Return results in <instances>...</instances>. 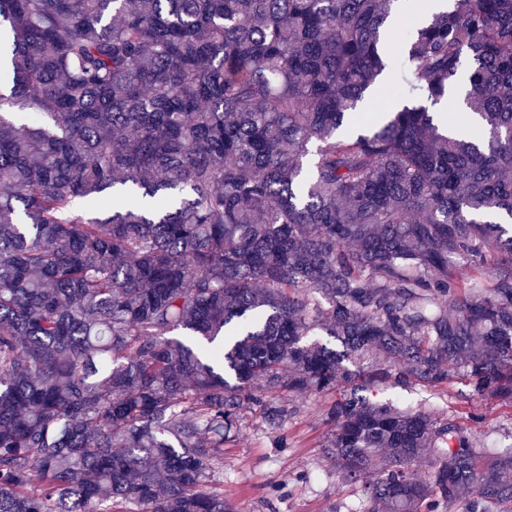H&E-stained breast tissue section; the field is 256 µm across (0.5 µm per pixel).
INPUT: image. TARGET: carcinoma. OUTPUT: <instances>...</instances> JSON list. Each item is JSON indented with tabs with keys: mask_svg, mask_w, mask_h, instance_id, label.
I'll return each mask as SVG.
<instances>
[{
	"mask_svg": "<svg viewBox=\"0 0 512 512\" xmlns=\"http://www.w3.org/2000/svg\"><path fill=\"white\" fill-rule=\"evenodd\" d=\"M396 3L0 0V512H234L284 393L332 396L360 512H512L480 416L364 395L512 404V0ZM366 394L374 401H390L401 407H413L423 409L435 417H445L450 414L469 423V415L472 411L468 399L469 388L462 384H455L447 388L426 389L421 386H412L406 389H373Z\"/></svg>",
	"mask_w": 512,
	"mask_h": 512,
	"instance_id": "carcinoma-1",
	"label": "carcinoma"
}]
</instances>
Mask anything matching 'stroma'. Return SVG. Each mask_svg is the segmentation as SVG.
I'll use <instances>...</instances> for the list:
<instances>
[{"label":"stroma","mask_w":512,"mask_h":512,"mask_svg":"<svg viewBox=\"0 0 512 512\" xmlns=\"http://www.w3.org/2000/svg\"><path fill=\"white\" fill-rule=\"evenodd\" d=\"M468 387L375 389V401L421 409L436 417L468 418ZM288 416L279 430L269 429L260 414L247 413L238 436L224 448L218 479L224 498L236 512H348L358 502L354 485L336 472L324 445L331 427L326 420L328 397L283 396ZM484 420L479 443L485 448L512 444V406L488 398L481 403Z\"/></svg>","instance_id":"obj_1"}]
</instances>
